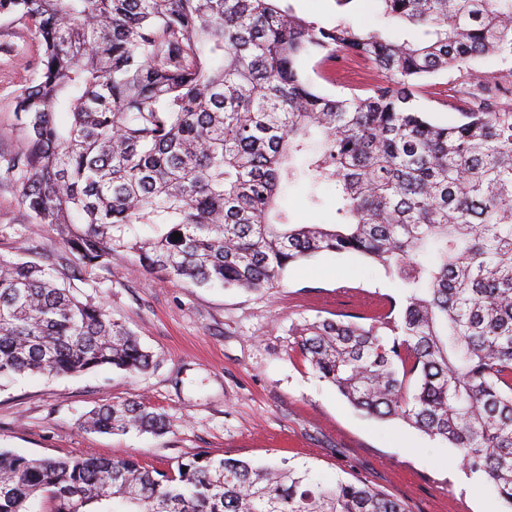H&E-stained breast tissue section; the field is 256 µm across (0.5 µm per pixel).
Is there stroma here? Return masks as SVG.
<instances>
[{"label":"stroma","instance_id":"obj_1","mask_svg":"<svg viewBox=\"0 0 512 512\" xmlns=\"http://www.w3.org/2000/svg\"><path fill=\"white\" fill-rule=\"evenodd\" d=\"M9 45L31 52L24 21L0 17V149L19 144L12 110L24 72ZM371 63L338 62L334 80L317 79L327 94L345 96L385 83ZM512 105V59L485 57L427 81L420 104L437 122L455 107L475 106L486 89ZM308 187H288L280 203L299 224L333 215L335 192L320 188L321 208L306 203ZM21 188L0 185V254L46 263L67 255L53 232L32 224ZM83 291L103 301L151 351L157 364L128 375L101 369L66 377L30 376L0 387V448L37 458L136 457L166 469L196 452L262 463L291 458L312 465L320 480H359L404 502L409 512H503L490 485L465 472L446 444L408 425L379 421L352 408L321 381L296 348L305 323L346 314L374 317L397 285L359 257L324 253L291 267L259 292L199 288L140 267L130 253L94 271ZM137 400L165 414L169 432L107 435L78 420L100 404Z\"/></svg>","mask_w":512,"mask_h":512}]
</instances>
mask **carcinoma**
Returning <instances> with one entry per match:
<instances>
[{"mask_svg":"<svg viewBox=\"0 0 512 512\" xmlns=\"http://www.w3.org/2000/svg\"><path fill=\"white\" fill-rule=\"evenodd\" d=\"M283 0H0L39 53L15 96L20 146L0 180L73 259L0 255V381L154 356L81 293L119 253L195 286L272 288L292 264L350 253L402 293L368 324L298 331L304 361L352 406L448 444L512 510V108L488 99L441 125L416 105L430 76L512 58V0H377L387 36L325 26ZM369 61L387 83L336 97L305 65ZM335 191L329 224H295L282 191ZM156 229L153 238L132 226ZM180 238H173L174 233ZM83 428L163 434L142 401L102 404ZM0 512H408L369 485L317 479L283 459L191 454L172 470L32 458L0 448Z\"/></svg>","mask_w":512,"mask_h":512,"instance_id":"obj_1","label":"carcinoma"}]
</instances>
